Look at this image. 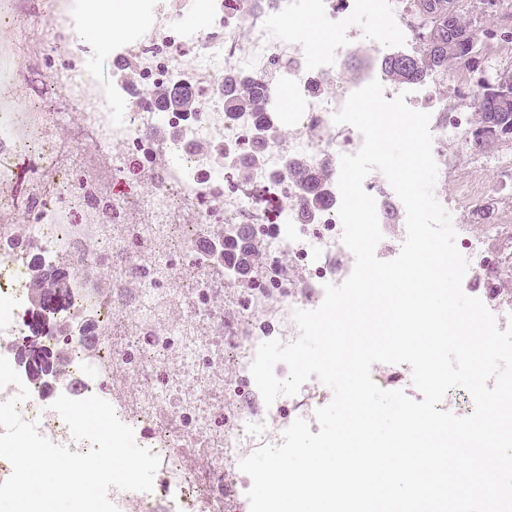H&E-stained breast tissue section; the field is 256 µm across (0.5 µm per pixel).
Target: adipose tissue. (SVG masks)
Wrapping results in <instances>:
<instances>
[{
  "label": "adipose tissue",
  "instance_id": "obj_1",
  "mask_svg": "<svg viewBox=\"0 0 512 512\" xmlns=\"http://www.w3.org/2000/svg\"><path fill=\"white\" fill-rule=\"evenodd\" d=\"M84 22L78 30L81 45L99 47L122 39L139 18V0H86Z\"/></svg>",
  "mask_w": 512,
  "mask_h": 512
}]
</instances>
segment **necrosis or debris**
<instances>
[{
  "instance_id": "necrosis-or-debris-1",
  "label": "necrosis or debris",
  "mask_w": 512,
  "mask_h": 512,
  "mask_svg": "<svg viewBox=\"0 0 512 512\" xmlns=\"http://www.w3.org/2000/svg\"><path fill=\"white\" fill-rule=\"evenodd\" d=\"M160 0L125 47L133 77L101 78L103 52L78 56L70 49L79 24L75 0H0V28L16 45L35 43L33 67L53 69L56 87L45 107L0 101V356L16 362L32 320L29 259L65 266L70 296L64 318L47 317L43 338L67 337V370L77 387L27 380L25 413L39 432L71 444L70 432L46 407L55 396L98 395L134 430L138 445L161 460L152 492L111 490L119 512H243L247 478L243 454L281 444L296 419L319 432L314 412L327 391L310 379L293 396L265 405L250 372L256 349L273 339L299 336L292 312L317 308L324 286L351 274L341 241L337 185L320 182L327 203L311 212L303 184L277 171L271 159L287 152L290 164L310 175L341 155L355 153L362 136L335 124L334 113L366 82L379 80L385 98L430 113L434 159L448 142L460 144L455 194L447 211L484 209L490 234L457 235L468 261L465 281H482L478 296L506 327L512 298L499 279L512 254V152L489 155L465 149L471 114L459 96H445L448 79L434 75L396 84L378 66L353 79L346 64L360 30L347 17L374 11L390 18L401 36L375 46L378 57L412 55L423 37L411 0ZM329 19L336 39L321 55L293 37L287 24L299 12ZM204 14L192 30L183 13ZM287 52L288 68L278 63ZM187 82L204 102L196 112L157 109L141 89L162 93ZM250 84L266 90L291 86L302 103L280 117L275 110L228 112V91ZM98 94H89L90 86ZM66 135H59V128ZM263 155L261 182L277 195L280 221L268 223L248 201L253 179L225 184L226 172ZM497 169V181L486 177ZM26 181V194L17 184ZM365 190L376 200L386 258L406 237V211L389 183L368 174ZM25 224H18V217ZM246 226L264 244L256 274L224 276L223 260L198 250L199 238L221 246L225 225Z\"/></svg>"
}]
</instances>
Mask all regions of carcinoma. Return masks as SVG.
I'll return each instance as SVG.
<instances>
[{
    "instance_id": "obj_1",
    "label": "carcinoma",
    "mask_w": 512,
    "mask_h": 512,
    "mask_svg": "<svg viewBox=\"0 0 512 512\" xmlns=\"http://www.w3.org/2000/svg\"><path fill=\"white\" fill-rule=\"evenodd\" d=\"M415 10L424 20V48L415 56H389L381 60L386 73L397 81H418L431 70H446L448 64L476 63L477 46L492 42L512 41V31L500 30L494 25L471 27L464 20V13L454 6L456 0H415ZM477 94L473 99L476 115L471 132L470 147L490 150L502 138H512V67H491L477 70ZM235 102L245 108L263 111L261 92L243 87ZM263 254L261 244L240 247L236 241L224 244V267L246 271L259 263ZM69 288L64 279H50L46 267L33 273L32 296L39 297V304L32 305L34 315L31 336L18 346V358L27 367L30 377L44 382L64 374L65 356L51 353L38 345L41 335V312L59 304L67 297Z\"/></svg>"
}]
</instances>
